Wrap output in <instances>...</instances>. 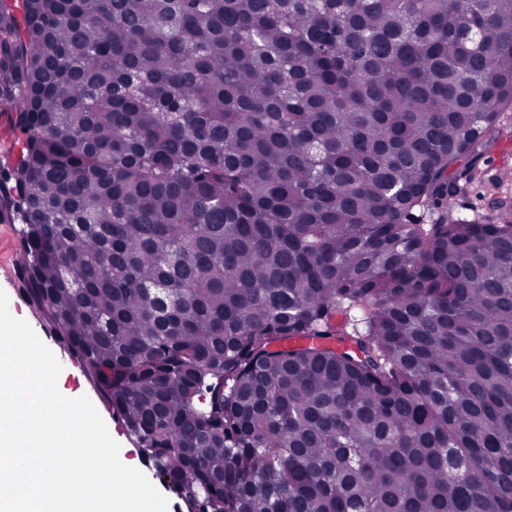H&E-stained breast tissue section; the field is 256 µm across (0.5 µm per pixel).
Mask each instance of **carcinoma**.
Segmentation results:
<instances>
[{"label": "carcinoma", "mask_w": 512, "mask_h": 512, "mask_svg": "<svg viewBox=\"0 0 512 512\" xmlns=\"http://www.w3.org/2000/svg\"><path fill=\"white\" fill-rule=\"evenodd\" d=\"M22 6L0 222L185 512H512V0ZM495 133L492 151L480 161L467 193L454 204L457 212L481 221L495 218L492 199L512 198V110L501 112ZM508 171L510 179L506 177Z\"/></svg>", "instance_id": "cac0c4a2"}]
</instances>
